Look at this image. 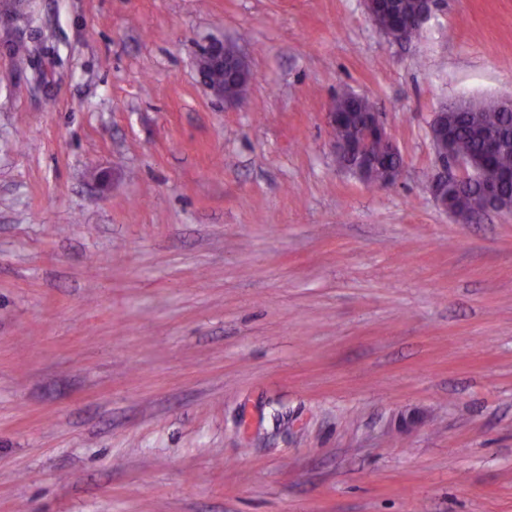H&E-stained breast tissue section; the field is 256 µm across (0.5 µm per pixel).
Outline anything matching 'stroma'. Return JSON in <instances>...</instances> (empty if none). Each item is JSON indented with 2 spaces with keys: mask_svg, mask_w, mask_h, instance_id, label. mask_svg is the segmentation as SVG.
<instances>
[{
  "mask_svg": "<svg viewBox=\"0 0 512 512\" xmlns=\"http://www.w3.org/2000/svg\"><path fill=\"white\" fill-rule=\"evenodd\" d=\"M0 55V512H512V214L433 201L512 0H18ZM235 45L243 97L198 70ZM368 97L393 186L336 165ZM395 0H364L367 15L371 21L380 28L383 33L395 43H408L411 40L400 28H390L385 25L386 19L392 13L390 8ZM417 1L418 0H398V13L396 15L405 20L411 18L416 10ZM419 4L420 7L413 16L412 26L420 31L423 24L431 16L436 6V0H420ZM226 54L223 41H208L200 55L201 60L199 64L204 63L205 70L207 67H223L224 72L227 75V79L229 81H233L239 86L248 79L249 71L246 61L239 52L232 53L231 55ZM224 72L213 71L208 75L210 83L214 84L224 82L223 87L208 86L214 92L216 97L224 99V91H226L228 93L227 96L229 98H233V100H225L235 101L243 94L247 84L239 90H237L235 86L226 85L224 81Z\"/></svg>",
  "mask_w": 512,
  "mask_h": 512,
  "instance_id": "obj_1",
  "label": "stroma"
}]
</instances>
